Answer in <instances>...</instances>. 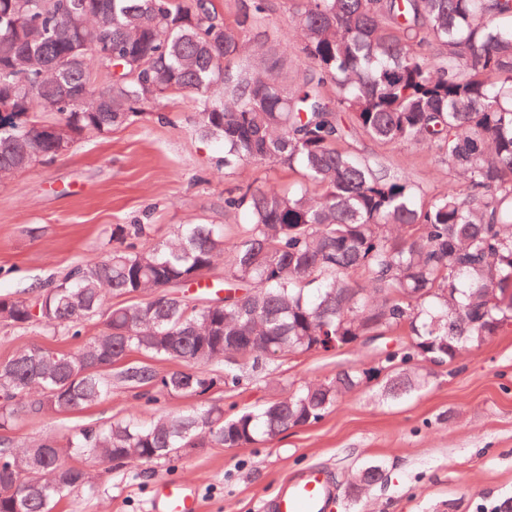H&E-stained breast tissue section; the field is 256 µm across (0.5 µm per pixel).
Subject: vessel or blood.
Wrapping results in <instances>:
<instances>
[{
    "mask_svg": "<svg viewBox=\"0 0 512 512\" xmlns=\"http://www.w3.org/2000/svg\"><path fill=\"white\" fill-rule=\"evenodd\" d=\"M337 487L330 471L310 465L293 471L268 498L264 512H334ZM151 512H200L195 486L179 479L156 484Z\"/></svg>",
    "mask_w": 512,
    "mask_h": 512,
    "instance_id": "1",
    "label": "vessel or blood"
}]
</instances>
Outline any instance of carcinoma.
<instances>
[{
  "label": "carcinoma",
  "mask_w": 512,
  "mask_h": 512,
  "mask_svg": "<svg viewBox=\"0 0 512 512\" xmlns=\"http://www.w3.org/2000/svg\"><path fill=\"white\" fill-rule=\"evenodd\" d=\"M286 41L263 29L265 0H239L219 24L211 0H0V168L22 171L89 133L123 126L189 95L200 131L224 148V167L270 163L313 190L270 185L224 198L243 212L233 232L185 224L168 239L117 247L33 298L0 294V323L59 326L73 336L104 317L76 351L30 347L0 363V430L18 407L69 413L118 383L147 405L200 400L187 413L137 415L19 447L0 437V512H52L94 487L71 458L175 468L203 441L260 445L320 421L338 399L382 375L406 394L440 365L512 326V0H293ZM313 70L288 90V55ZM35 54L71 57L57 78L16 67ZM120 66L101 85L92 67ZM336 98L323 95L327 83ZM221 87L224 97L213 92ZM348 116L343 125L338 113ZM432 152L465 188L426 196L377 157L341 146L349 131ZM224 263V296L192 304L177 289ZM148 294L108 306L114 295ZM396 332L409 342L379 362L226 418L203 402L217 384L238 389L269 364ZM132 352L148 357L129 359ZM176 367L160 371L153 361Z\"/></svg>",
  "instance_id": "cac0c4a2"
}]
</instances>
